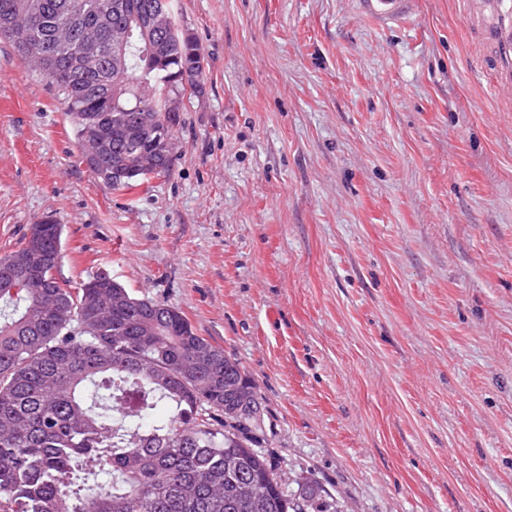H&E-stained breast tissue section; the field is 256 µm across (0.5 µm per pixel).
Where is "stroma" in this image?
I'll return each instance as SVG.
<instances>
[{
    "label": "stroma",
    "mask_w": 512,
    "mask_h": 512,
    "mask_svg": "<svg viewBox=\"0 0 512 512\" xmlns=\"http://www.w3.org/2000/svg\"><path fill=\"white\" fill-rule=\"evenodd\" d=\"M205 57L167 176L115 191L0 40V256L180 308L345 512H512V111L461 0H175ZM413 0H362L364 8L382 19H398L405 16Z\"/></svg>",
    "instance_id": "35a3bbf8"
}]
</instances>
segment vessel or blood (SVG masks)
<instances>
[{"label":"vessel or blood","instance_id":"1","mask_svg":"<svg viewBox=\"0 0 512 512\" xmlns=\"http://www.w3.org/2000/svg\"><path fill=\"white\" fill-rule=\"evenodd\" d=\"M505 0H465L466 15L481 44L492 51V87L512 102V10ZM365 9L382 19L405 16L412 0H362Z\"/></svg>","mask_w":512,"mask_h":512}]
</instances>
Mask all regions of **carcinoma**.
<instances>
[{"instance_id": "1", "label": "carcinoma", "mask_w": 512, "mask_h": 512, "mask_svg": "<svg viewBox=\"0 0 512 512\" xmlns=\"http://www.w3.org/2000/svg\"><path fill=\"white\" fill-rule=\"evenodd\" d=\"M0 0V39L50 80L78 144L110 139L103 167L88 170L114 190H133L169 172L167 143L177 115L167 98L200 89L204 56L175 21L153 37L164 63L149 64L145 24L160 0ZM79 33L134 24L126 67L81 69L54 38L60 22ZM159 116L161 132L135 123ZM62 227L44 224V263L19 288L0 285V512H312L309 482L290 492L261 450L259 424L226 422L224 378L256 409L262 397L237 360L198 335L186 314L133 296L101 272L77 287L59 280Z\"/></svg>"}]
</instances>
